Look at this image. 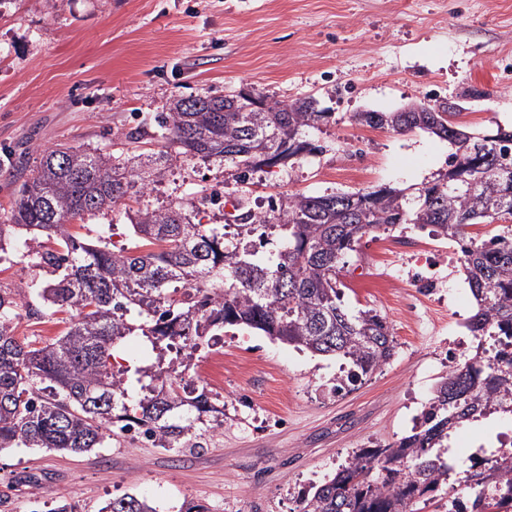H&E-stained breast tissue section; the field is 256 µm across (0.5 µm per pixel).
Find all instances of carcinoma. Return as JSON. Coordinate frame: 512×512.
<instances>
[{
  "label": "carcinoma",
  "instance_id": "obj_1",
  "mask_svg": "<svg viewBox=\"0 0 512 512\" xmlns=\"http://www.w3.org/2000/svg\"><path fill=\"white\" fill-rule=\"evenodd\" d=\"M420 112H356L362 125L395 132L428 131L454 148L452 170L423 186L410 202L389 188L365 210L345 205L348 194L288 193L271 212L241 207L235 231L195 223L182 205L153 206L148 187L171 164V149L188 158L218 159L239 182L318 147L307 130L329 117L310 99L267 102L243 92L190 95L155 117L160 149L146 156L107 157L81 147L47 148L34 166L19 169L23 181L0 225V250L8 230H33L53 248L43 261L54 278L41 285L0 288V450L48 448L83 453L105 448L113 427L177 448L199 429L208 412L205 392L183 385L187 360L224 326H242L319 356L344 358L336 379L343 391L388 364L393 332L374 310L349 314L338 288V264L360 241L402 224L430 227L456 242L478 311L467 323L474 336L500 345L495 361L479 355L448 372L423 412L419 430L379 448L354 452L335 474L299 500L298 512H414L421 498L448 482V432L494 411L512 413V128L497 153L475 150L468 131L448 120L440 106ZM135 202V246L119 253L105 237L84 243L70 231L76 218ZM504 221V231L481 242L467 236L475 224ZM278 235L281 246L258 255L245 238ZM34 294L57 312L78 310L60 335L42 346L19 339L13 320L17 298ZM146 321H127L130 307ZM169 354L156 369L138 370L142 397L135 398L112 369L115 344L135 332ZM474 490L468 512H512V452L466 469ZM100 512H156L134 496L115 498Z\"/></svg>",
  "mask_w": 512,
  "mask_h": 512
}]
</instances>
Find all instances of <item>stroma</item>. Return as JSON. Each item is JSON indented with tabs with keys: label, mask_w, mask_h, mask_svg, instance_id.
<instances>
[{
	"label": "stroma",
	"mask_w": 512,
	"mask_h": 512,
	"mask_svg": "<svg viewBox=\"0 0 512 512\" xmlns=\"http://www.w3.org/2000/svg\"><path fill=\"white\" fill-rule=\"evenodd\" d=\"M253 91L267 101L311 98L330 113L310 130L317 152L254 172L247 183L223 164L177 159L150 199L189 204L193 221L220 224L224 206L263 211L280 193L307 195L419 187L448 169L451 147L422 130L397 133L355 123L354 113L393 112L413 102H457L453 121L474 133L512 126V0H10L0 7V224L19 188L18 155L35 161L57 144L107 154L154 148L157 113L179 96ZM141 130L140 142L128 139ZM85 242L115 248L134 239L126 215L109 209L74 220ZM448 278L443 292L405 311L413 290L395 285L402 250L364 237L339 264L343 305L376 310L396 349L380 370L335 392L342 362L225 327L196 352L186 374L224 355V384L207 388L224 427L203 414L199 449L165 450L115 435L106 448L63 454L0 450V512H52L57 499L98 512L132 494L157 512L194 503L209 512H295L313 485L353 451L393 443L453 365L447 344L466 335L474 301L456 243L405 224ZM17 232L0 260V287L51 276Z\"/></svg>",
	"instance_id": "stroma-1"
}]
</instances>
